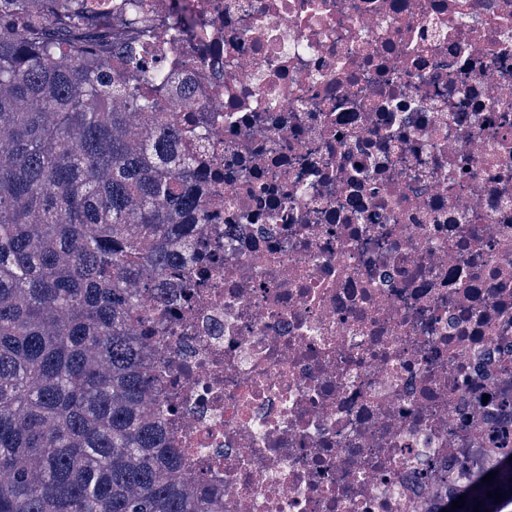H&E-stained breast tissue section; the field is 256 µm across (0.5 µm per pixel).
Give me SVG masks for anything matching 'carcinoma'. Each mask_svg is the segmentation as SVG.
<instances>
[{"mask_svg": "<svg viewBox=\"0 0 512 512\" xmlns=\"http://www.w3.org/2000/svg\"><path fill=\"white\" fill-rule=\"evenodd\" d=\"M55 2L0 0V512H224L163 447L147 352L207 221L176 75L137 51L142 0L99 37ZM511 456L453 512L511 507Z\"/></svg>", "mask_w": 512, "mask_h": 512, "instance_id": "1", "label": "carcinoma"}]
</instances>
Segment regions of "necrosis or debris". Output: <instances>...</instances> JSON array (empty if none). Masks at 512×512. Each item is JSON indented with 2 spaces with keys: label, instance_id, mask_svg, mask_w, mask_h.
<instances>
[{
  "label": "necrosis or debris",
  "instance_id": "necrosis-or-debris-1",
  "mask_svg": "<svg viewBox=\"0 0 512 512\" xmlns=\"http://www.w3.org/2000/svg\"><path fill=\"white\" fill-rule=\"evenodd\" d=\"M181 2L141 51L210 132L167 447L224 512H441L512 446V0Z\"/></svg>",
  "mask_w": 512,
  "mask_h": 512
}]
</instances>
